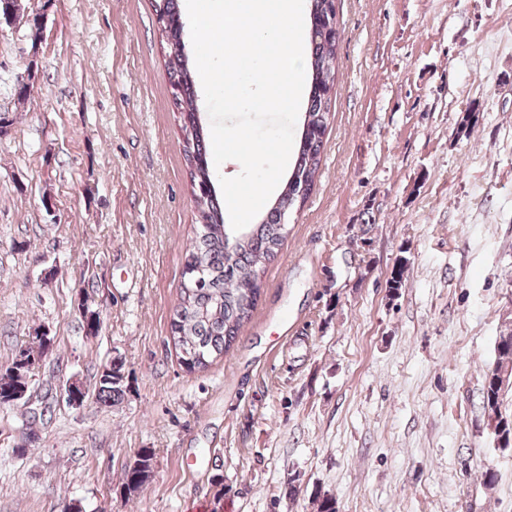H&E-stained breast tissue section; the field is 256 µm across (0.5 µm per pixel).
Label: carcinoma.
I'll use <instances>...</instances> for the list:
<instances>
[{
  "label": "carcinoma",
  "mask_w": 512,
  "mask_h": 512,
  "mask_svg": "<svg viewBox=\"0 0 512 512\" xmlns=\"http://www.w3.org/2000/svg\"><path fill=\"white\" fill-rule=\"evenodd\" d=\"M154 8L163 24L161 37L167 49V67L175 90L191 193L199 218L195 236L185 246L183 284L170 325L171 343L179 350L188 371L201 372L228 353L256 307L262 273L275 259L288 234L283 218L298 202L297 190L288 186L278 206L270 208L260 222L247 225L241 242L229 246L230 226L225 224L224 208L214 190L215 172L198 116L196 81L188 66L184 25L176 0H154ZM339 39L335 0H311L310 89L291 171L299 178L306 177L308 191L319 171L323 137L332 116ZM407 264L408 259L401 258L391 273L388 288L394 294L405 284ZM495 353L498 364L512 360V331L499 336ZM106 366L112 374H99L96 384L97 401L105 405L121 400L127 390L123 364L113 360ZM27 385L28 381L5 373L0 378V407L13 405L7 392ZM504 388L502 382L496 381L494 372L486 374L483 407L488 426L498 445L507 448L512 445V413L501 410ZM154 458L152 449H141L136 463L124 469L122 489L138 491L152 472Z\"/></svg>",
  "instance_id": "1"
}]
</instances>
